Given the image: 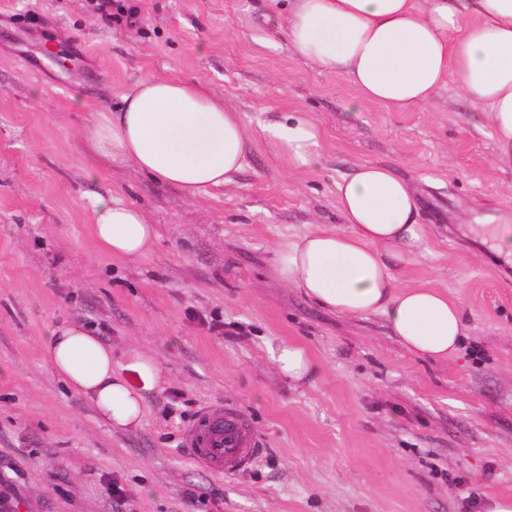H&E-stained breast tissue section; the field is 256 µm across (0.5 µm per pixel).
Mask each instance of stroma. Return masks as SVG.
Returning a JSON list of instances; mask_svg holds the SVG:
<instances>
[{"mask_svg":"<svg viewBox=\"0 0 512 512\" xmlns=\"http://www.w3.org/2000/svg\"><path fill=\"white\" fill-rule=\"evenodd\" d=\"M128 2L132 26L103 22L94 0H0V500L11 512H485L511 497L512 256L490 231L512 224V171L495 163L483 111L452 81L406 112L353 107L348 79L301 58L263 0ZM147 77L199 82L235 107L252 140L234 183L192 201L85 147L97 114ZM273 112L318 124L320 167L292 171L270 149L259 124ZM363 163L392 167L420 199L424 248L393 272L460 305L448 359L413 355L381 316L328 311L274 275L279 246L341 228L337 184ZM99 197L146 212V256L100 252ZM62 323L93 329L113 364L131 346L157 360L142 427L96 420L44 365L41 341ZM283 342L314 360L305 380L275 368L268 349ZM220 403L263 448L234 476L184 443Z\"/></svg>","mask_w":512,"mask_h":512,"instance_id":"obj_1","label":"stroma"}]
</instances>
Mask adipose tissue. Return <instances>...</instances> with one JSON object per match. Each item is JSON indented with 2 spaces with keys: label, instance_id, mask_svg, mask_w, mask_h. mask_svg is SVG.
<instances>
[{
  "label": "adipose tissue",
  "instance_id": "obj_1",
  "mask_svg": "<svg viewBox=\"0 0 512 512\" xmlns=\"http://www.w3.org/2000/svg\"><path fill=\"white\" fill-rule=\"evenodd\" d=\"M285 32L303 58L347 77L358 101L392 112L428 103L447 79L485 113L496 164L512 169V0H287ZM261 137L293 169L321 159V133L301 115L268 116ZM86 145L199 200L232 184L248 162L249 135L238 112L201 84L147 78L120 95L84 133ZM341 231L318 230L278 249L285 285L329 310L382 316L410 351L441 359L465 334L459 305L426 284L398 283L389 257L424 242L418 201L391 167L365 163L337 186ZM93 232L105 255L136 259L156 231L138 206L96 199ZM44 364L116 429L140 426L143 393L159 380L156 361L130 348L120 366L88 328L59 325L41 346Z\"/></svg>",
  "mask_w": 512,
  "mask_h": 512
}]
</instances>
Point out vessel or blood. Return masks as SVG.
Wrapping results in <instances>:
<instances>
[{"label":"vessel or blood","instance_id":"obj_1","mask_svg":"<svg viewBox=\"0 0 512 512\" xmlns=\"http://www.w3.org/2000/svg\"><path fill=\"white\" fill-rule=\"evenodd\" d=\"M185 444L200 465L227 475L246 469L260 453L248 421L220 405L199 413L186 431Z\"/></svg>","mask_w":512,"mask_h":512}]
</instances>
